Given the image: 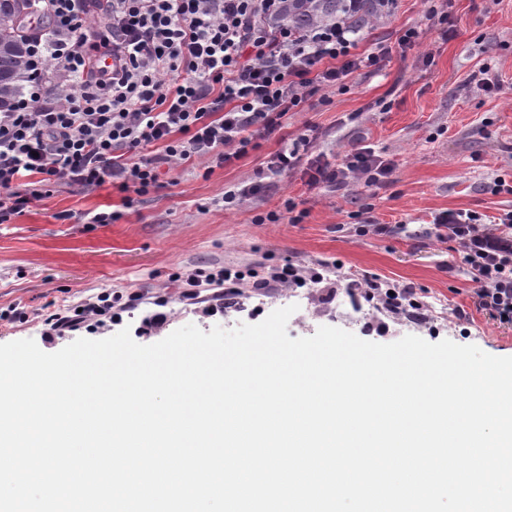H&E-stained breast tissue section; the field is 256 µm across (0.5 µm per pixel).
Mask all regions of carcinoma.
Here are the masks:
<instances>
[{"label":"carcinoma","instance_id":"carcinoma-1","mask_svg":"<svg viewBox=\"0 0 512 512\" xmlns=\"http://www.w3.org/2000/svg\"><path fill=\"white\" fill-rule=\"evenodd\" d=\"M383 0H285L278 15L269 20L272 28L286 27L296 34L344 19L359 31L381 15ZM24 0H0V111L10 108L37 75L29 72L28 43L34 30L44 25L23 27L19 14Z\"/></svg>","mask_w":512,"mask_h":512}]
</instances>
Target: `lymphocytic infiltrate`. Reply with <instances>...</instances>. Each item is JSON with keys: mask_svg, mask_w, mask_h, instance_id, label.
<instances>
[{"mask_svg": "<svg viewBox=\"0 0 512 512\" xmlns=\"http://www.w3.org/2000/svg\"><path fill=\"white\" fill-rule=\"evenodd\" d=\"M105 2L110 37L90 42L95 6ZM283 0H44L50 39L29 43L39 79L0 112V224L26 213L59 182L85 189L109 184L145 195L166 171L202 164L204 175L247 155L323 89H343L360 69L388 54L358 53L355 31L336 21L299 36L267 21ZM302 131L284 143L256 180L225 192V201L258 197L271 178L305 168L308 182L329 188L382 185L393 171L371 147L338 160L311 156ZM437 227L462 248L475 284L474 304L512 323V210L493 220L447 211ZM107 297L71 316L45 321L48 338L119 321Z\"/></svg>", "mask_w": 512, "mask_h": 512, "instance_id": "1", "label": "lymphocytic infiltrate"}]
</instances>
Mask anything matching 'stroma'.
<instances>
[{
	"mask_svg": "<svg viewBox=\"0 0 512 512\" xmlns=\"http://www.w3.org/2000/svg\"><path fill=\"white\" fill-rule=\"evenodd\" d=\"M448 12L455 33L445 38L428 19L427 0H395L390 13L359 33V52L391 45L379 71L353 73L346 90L319 91L302 111L288 113L284 134L260 139L258 148L209 179L177 168L173 183L135 197L119 223L57 221L64 210L123 208L111 186L61 184L13 223L0 224V344L31 338L45 352L58 351L71 339H45V318L73 314L103 293L118 303L138 296L122 323L144 345L187 324L206 332L256 324L293 304L287 324L293 339L333 326L371 342L411 334L512 356V324L476 309L459 244L433 224L448 210L495 217L512 209V194L490 190L495 177L512 180V0H451ZM409 26L418 27L421 38L403 52L395 43ZM484 68L501 92L482 89ZM307 128L316 136L315 152L331 159L366 134L376 154L394 166L388 182L368 192L331 189L309 185L299 168L261 197L213 206L224 191L256 178L282 135ZM289 198L307 210L303 223H256L257 215L283 212ZM370 219L388 225V233L372 232ZM287 262L317 269L322 286L245 288L237 312L211 317L179 301L177 277L196 270L226 264L261 273ZM370 276L413 289L427 324L383 312L371 297H353L352 280ZM159 297L167 301L161 309L167 322L153 329L144 319L159 310Z\"/></svg>",
	"mask_w": 512,
	"mask_h": 512,
	"instance_id": "stroma-1",
	"label": "stroma"
}]
</instances>
